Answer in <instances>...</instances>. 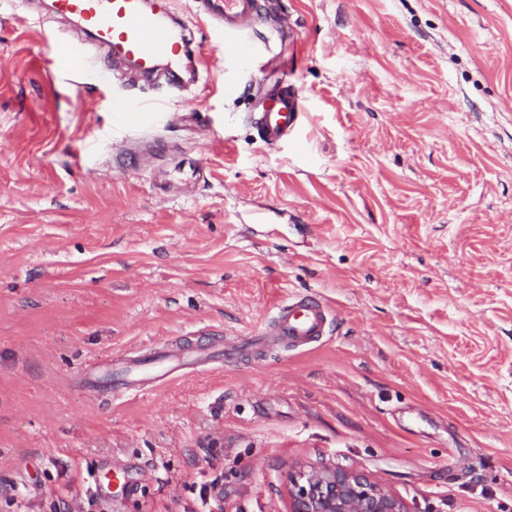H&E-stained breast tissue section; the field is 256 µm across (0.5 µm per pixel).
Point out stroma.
I'll list each match as a JSON object with an SVG mask.
<instances>
[{
  "instance_id": "stroma-1",
  "label": "stroma",
  "mask_w": 512,
  "mask_h": 512,
  "mask_svg": "<svg viewBox=\"0 0 512 512\" xmlns=\"http://www.w3.org/2000/svg\"><path fill=\"white\" fill-rule=\"evenodd\" d=\"M48 2L0 0V512H289L303 465L512 512V0H263L287 25L249 68L175 0L183 90L53 55L46 25L96 49ZM296 293L332 306L300 349L263 333ZM302 112L301 99L288 88L270 95L258 119L259 129L267 144H276L288 135ZM205 361H188L181 358H154L151 364L138 363L139 367H130L113 374V382L127 389H134L154 381L173 379L182 366Z\"/></svg>"
}]
</instances>
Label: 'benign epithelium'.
Returning <instances> with one entry per match:
<instances>
[{
  "label": "benign epithelium",
  "instance_id": "benign-epithelium-1",
  "mask_svg": "<svg viewBox=\"0 0 512 512\" xmlns=\"http://www.w3.org/2000/svg\"><path fill=\"white\" fill-rule=\"evenodd\" d=\"M290 512H408L366 475L329 466L299 471L288 485Z\"/></svg>",
  "mask_w": 512,
  "mask_h": 512
}]
</instances>
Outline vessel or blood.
<instances>
[{
	"instance_id": "b4317fda",
	"label": "vessel or blood",
	"mask_w": 512,
	"mask_h": 512,
	"mask_svg": "<svg viewBox=\"0 0 512 512\" xmlns=\"http://www.w3.org/2000/svg\"><path fill=\"white\" fill-rule=\"evenodd\" d=\"M211 14L224 23L225 56L250 60L256 53L248 31L261 8L260 0H206ZM54 15L75 20L104 50L108 62L128 64L144 77L154 75L161 62L179 63L188 53L190 39L184 23L175 21L173 0H52ZM302 110L297 93L285 89L270 95L258 120L266 143L288 135ZM327 305L313 295L296 294L276 307L270 326L273 335L289 347L300 348L325 336ZM183 359L154 358L113 375L125 388L174 378Z\"/></svg>"
}]
</instances>
